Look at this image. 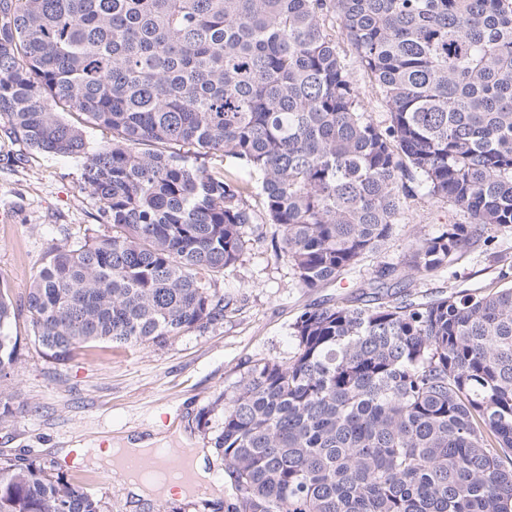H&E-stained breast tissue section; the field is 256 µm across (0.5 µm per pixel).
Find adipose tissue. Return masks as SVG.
<instances>
[{
  "instance_id": "1",
  "label": "adipose tissue",
  "mask_w": 512,
  "mask_h": 512,
  "mask_svg": "<svg viewBox=\"0 0 512 512\" xmlns=\"http://www.w3.org/2000/svg\"><path fill=\"white\" fill-rule=\"evenodd\" d=\"M154 442L150 439L126 440L124 445L103 448L97 445L82 449L81 455L85 464L98 469H114L126 459L138 457L148 458L154 455ZM208 449H196L188 462L191 474L190 483L172 487V485L153 480L141 474L131 472L126 474L124 482L128 493L135 500L149 502L161 497L172 496L173 493L187 496L192 494L194 486H207L214 498L224 495V482L215 476L208 468Z\"/></svg>"
}]
</instances>
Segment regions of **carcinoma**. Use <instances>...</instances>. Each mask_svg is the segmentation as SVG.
<instances>
[{"instance_id":"carcinoma-1","label":"carcinoma","mask_w":512,"mask_h":512,"mask_svg":"<svg viewBox=\"0 0 512 512\" xmlns=\"http://www.w3.org/2000/svg\"><path fill=\"white\" fill-rule=\"evenodd\" d=\"M67 114L106 140L89 149ZM0 120L83 159L107 228L52 247L22 304L0 285L1 423L20 317L57 361L165 344L233 311L215 284L257 226L323 288L393 236L418 181L468 223L302 312L294 355L251 361L214 402L211 444L232 512H512V274L425 299L398 274L512 233V0H0ZM216 153L220 172L201 163ZM0 512L104 510L0 451ZM354 78L362 86V104L366 112L371 115L375 122H384L387 118V114L381 100V95L375 88H372L365 82L360 71L354 70Z\"/></svg>"}]
</instances>
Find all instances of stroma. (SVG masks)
Returning a JSON list of instances; mask_svg holds the SVG:
<instances>
[{
  "label": "stroma",
  "instance_id": "stroma-1",
  "mask_svg": "<svg viewBox=\"0 0 512 512\" xmlns=\"http://www.w3.org/2000/svg\"><path fill=\"white\" fill-rule=\"evenodd\" d=\"M80 159L29 150L0 132V279L14 299H22L47 251L73 239L82 228L103 234L97 208L79 188ZM463 214L447 201L417 196L408 200L392 239L364 260L369 278L380 266L399 262L415 230L432 233ZM275 225L263 227L241 261L217 286L235 309L223 321L190 331L163 345L89 348L60 364L43 355L20 324L18 360L11 381L17 413L0 422V450L11 456L54 465L67 476L84 477L105 512H231L236 501L224 463L210 454V470L224 479V496L194 495L142 503L129 498L122 480L58 459L59 448H84L98 437L117 442L147 438L170 423L188 435L191 447L210 445L198 425L209 412L211 426L222 421L210 406L232 392L248 363L260 357L288 360L296 351L292 325L312 305L336 304L353 288L355 277L311 291L299 287L280 249ZM512 264V237L478 239L447 272L415 278L414 290L430 293L460 285L482 288L494 282L504 263Z\"/></svg>",
  "mask_w": 512,
  "mask_h": 512
}]
</instances>
